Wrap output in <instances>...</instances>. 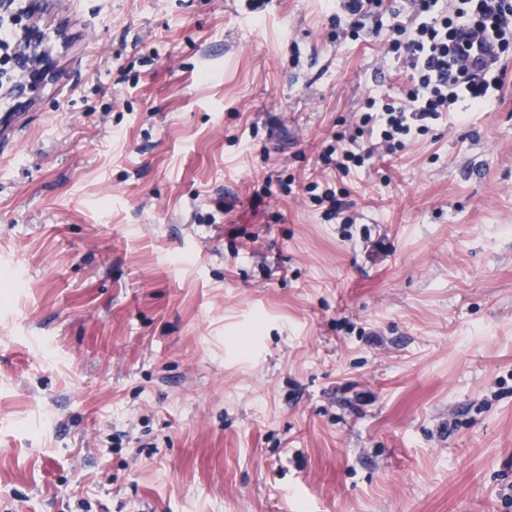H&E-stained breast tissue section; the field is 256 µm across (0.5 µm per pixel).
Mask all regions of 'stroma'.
I'll list each match as a JSON object with an SVG mask.
<instances>
[{"instance_id": "obj_1", "label": "stroma", "mask_w": 512, "mask_h": 512, "mask_svg": "<svg viewBox=\"0 0 512 512\" xmlns=\"http://www.w3.org/2000/svg\"><path fill=\"white\" fill-rule=\"evenodd\" d=\"M345 15L36 12L51 75L0 97V512H512V53L332 180L348 239L304 186L411 76Z\"/></svg>"}]
</instances>
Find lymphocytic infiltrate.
<instances>
[{
  "mask_svg": "<svg viewBox=\"0 0 512 512\" xmlns=\"http://www.w3.org/2000/svg\"><path fill=\"white\" fill-rule=\"evenodd\" d=\"M407 10L385 11L384 0H344L349 17L337 28L340 38L358 39L366 21L389 19L395 33L388 50L412 72V83L402 97L366 99L352 134L334 135L318 155L322 169L347 177L352 169L371 161L376 151L403 150L427 133L443 113L459 100L472 107L484 104L489 92L500 91L504 71L488 67L476 72L453 68L448 44L459 28L485 34L499 52L512 48V0H407Z\"/></svg>",
  "mask_w": 512,
  "mask_h": 512,
  "instance_id": "lymphocytic-infiltrate-1",
  "label": "lymphocytic infiltrate"
}]
</instances>
